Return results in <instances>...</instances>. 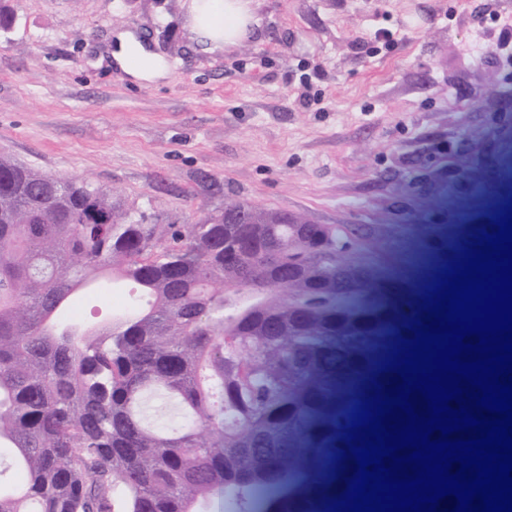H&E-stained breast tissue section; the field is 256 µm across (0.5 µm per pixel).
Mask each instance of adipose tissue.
I'll return each instance as SVG.
<instances>
[{
	"label": "adipose tissue",
	"mask_w": 512,
	"mask_h": 512,
	"mask_svg": "<svg viewBox=\"0 0 512 512\" xmlns=\"http://www.w3.org/2000/svg\"><path fill=\"white\" fill-rule=\"evenodd\" d=\"M254 0H191V30L202 43L232 45L250 35L257 24ZM117 63L139 81H153L165 74L158 56L151 54L127 32L118 34Z\"/></svg>",
	"instance_id": "1"
}]
</instances>
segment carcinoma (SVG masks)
Returning a JSON list of instances; mask_svg holds the SVG:
<instances>
[{
	"instance_id": "1",
	"label": "carcinoma",
	"mask_w": 512,
	"mask_h": 512,
	"mask_svg": "<svg viewBox=\"0 0 512 512\" xmlns=\"http://www.w3.org/2000/svg\"><path fill=\"white\" fill-rule=\"evenodd\" d=\"M236 209L245 222L224 223ZM293 218L236 202L149 222L0 156V446L16 472L0 512H207L219 492L231 512H329L349 413L388 384L373 372L432 281L374 310V235ZM455 257L441 241L425 265ZM93 281L140 302L94 332L56 322ZM286 448L314 449L317 478L282 509Z\"/></svg>"
}]
</instances>
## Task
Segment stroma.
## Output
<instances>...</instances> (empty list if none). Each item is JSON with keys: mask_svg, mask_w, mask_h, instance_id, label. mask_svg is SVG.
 Returning a JSON list of instances; mask_svg holds the SVG:
<instances>
[{"mask_svg": "<svg viewBox=\"0 0 512 512\" xmlns=\"http://www.w3.org/2000/svg\"><path fill=\"white\" fill-rule=\"evenodd\" d=\"M6 3L0 156L116 190L165 223L241 200L340 231L400 225L373 243L381 285L415 288L433 240H463L512 200V112L499 108L512 61L473 53L489 17L512 23V0H256V32L208 50L189 0ZM379 28L386 47L354 49ZM120 31L166 77L128 75L112 55ZM130 294L84 289L62 317L99 323Z\"/></svg>", "mask_w": 512, "mask_h": 512, "instance_id": "35a3bbf8", "label": "stroma"}]
</instances>
